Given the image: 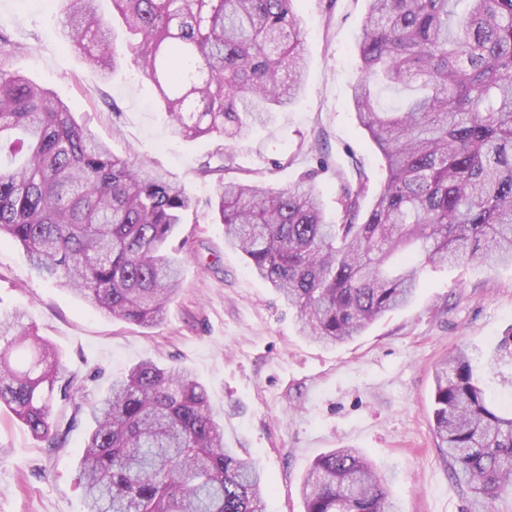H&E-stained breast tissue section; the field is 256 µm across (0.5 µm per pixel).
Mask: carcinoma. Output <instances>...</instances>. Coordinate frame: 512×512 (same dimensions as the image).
Returning a JSON list of instances; mask_svg holds the SVG:
<instances>
[{"mask_svg":"<svg viewBox=\"0 0 512 512\" xmlns=\"http://www.w3.org/2000/svg\"><path fill=\"white\" fill-rule=\"evenodd\" d=\"M293 2L112 0L109 19L97 0H58L64 40L102 79L136 68L154 83L171 136L216 142L197 167L216 177L204 217L297 310L303 335L338 344L405 306L428 266L512 264V0H466L462 14L458 0H368L352 104L385 176L364 210L369 179L358 172L333 222L312 175L282 189L223 177L242 132L300 94L306 56ZM25 51L0 31V239L104 315L158 326L180 287L173 240L198 203L116 155L69 104L14 70ZM380 85L421 95L382 111ZM25 316L0 315V409L52 448L86 412V512H265L262 473L224 447L189 372L142 360L78 403L77 375ZM491 365L512 384V336ZM61 381L68 419L53 413ZM433 419L452 478L496 512L512 492V408L487 401L463 349L436 368ZM302 496L304 512H397L373 465L349 447L313 461Z\"/></svg>","mask_w":512,"mask_h":512,"instance_id":"cac0c4a2","label":"carcinoma"}]
</instances>
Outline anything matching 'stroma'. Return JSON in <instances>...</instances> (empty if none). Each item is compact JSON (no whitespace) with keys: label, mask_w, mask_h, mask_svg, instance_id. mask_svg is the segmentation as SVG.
Segmentation results:
<instances>
[{"label":"stroma","mask_w":512,"mask_h":512,"mask_svg":"<svg viewBox=\"0 0 512 512\" xmlns=\"http://www.w3.org/2000/svg\"><path fill=\"white\" fill-rule=\"evenodd\" d=\"M367 0H295L308 58L304 89L272 125L250 128L235 145L234 178L285 187L315 173L328 216L341 181L365 172L371 188L382 160L352 107L359 77L355 45ZM0 29L27 50L14 67L69 103L75 119L123 157L150 162L199 203L214 194L196 168L212 139L165 132L153 83L123 67L102 80L76 48L64 45L56 12L42 0H0ZM328 169H320V155ZM288 159L287 167L277 162ZM181 290L165 321L143 328L104 317L83 299L36 277L20 245L0 244V314L26 309L38 333L77 373L80 397L103 393L133 364L152 359L190 371L224 424V445L260 466L267 512H303L310 465L345 446L375 465L401 512H479L432 432L435 367L465 347L497 407L512 388L489 370L498 342L512 334V266L465 262L425 270L415 298L335 347L299 333L297 312L225 246L224 227L185 222ZM78 417L64 443L46 447L0 413V512H85L79 452L88 433Z\"/></svg>","instance_id":"stroma-1"}]
</instances>
